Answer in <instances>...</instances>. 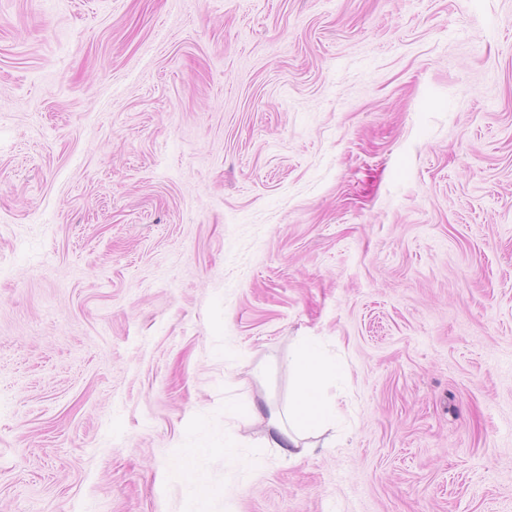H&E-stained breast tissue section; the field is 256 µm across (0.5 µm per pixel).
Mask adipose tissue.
I'll return each mask as SVG.
<instances>
[{"label": "adipose tissue", "instance_id": "1", "mask_svg": "<svg viewBox=\"0 0 512 512\" xmlns=\"http://www.w3.org/2000/svg\"><path fill=\"white\" fill-rule=\"evenodd\" d=\"M318 347L316 337L307 336L294 364L300 373V382L293 402L288 409L287 419L264 417L257 405H250L248 415L252 420H267L268 431L263 445L279 449L289 461L300 462L309 452L308 433L335 426L339 409L335 400L324 398L322 390L326 384L343 380V373L336 369L326 371L308 366L307 358Z\"/></svg>", "mask_w": 512, "mask_h": 512}]
</instances>
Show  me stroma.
Segmentation results:
<instances>
[{"label":"stroma","mask_w":512,"mask_h":512,"mask_svg":"<svg viewBox=\"0 0 512 512\" xmlns=\"http://www.w3.org/2000/svg\"><path fill=\"white\" fill-rule=\"evenodd\" d=\"M0 512H512V0H0ZM317 347L315 336L304 337L301 351L294 358L300 382L288 409V428L280 418L270 414L263 442V447L279 448L282 456L295 463H299L310 448H315L306 442L308 433L336 426L339 417L336 397L326 399L322 396V390L327 383L336 385V380L342 381L344 375L336 371V366L321 371L306 364L307 358L316 352Z\"/></svg>","instance_id":"35a3bbf8"}]
</instances>
